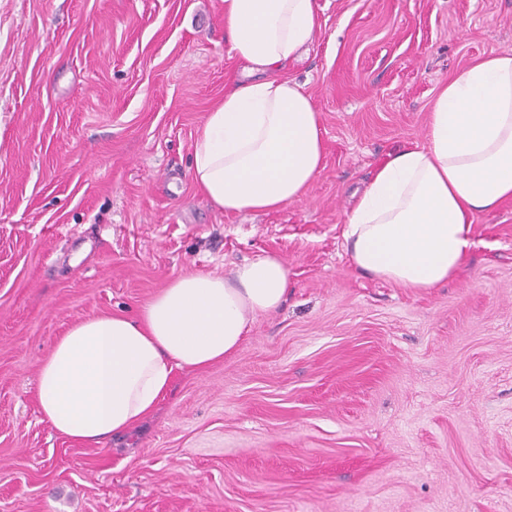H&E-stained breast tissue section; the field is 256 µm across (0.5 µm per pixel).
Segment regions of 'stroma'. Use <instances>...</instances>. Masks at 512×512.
Wrapping results in <instances>:
<instances>
[{
	"label": "stroma",
	"instance_id": "obj_1",
	"mask_svg": "<svg viewBox=\"0 0 512 512\" xmlns=\"http://www.w3.org/2000/svg\"><path fill=\"white\" fill-rule=\"evenodd\" d=\"M316 2L286 72L324 167L299 202L227 215L191 176L241 69L222 0H0V512H512V200L437 288L360 273L341 236L441 85L512 49V0ZM262 255L284 306L151 417L104 445L42 422L72 325Z\"/></svg>",
	"mask_w": 512,
	"mask_h": 512
}]
</instances>
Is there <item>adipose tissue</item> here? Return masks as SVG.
I'll list each match as a JSON object with an SVG mask.
<instances>
[{"mask_svg":"<svg viewBox=\"0 0 512 512\" xmlns=\"http://www.w3.org/2000/svg\"><path fill=\"white\" fill-rule=\"evenodd\" d=\"M223 2L244 68L197 131L193 180L224 212L277 211L302 199L324 162L318 114L285 74L314 39L316 0ZM426 139L376 167L341 230L359 272L405 288L448 282L467 258L475 214L512 199V50L441 86ZM288 283L285 262L264 255L227 277L178 276L136 315L74 324L38 371L42 421L80 443L121 435L158 409L176 371L233 354L251 319L283 304Z\"/></svg>","mask_w":512,"mask_h":512,"instance_id":"ef3b65f1","label":"adipose tissue"}]
</instances>
